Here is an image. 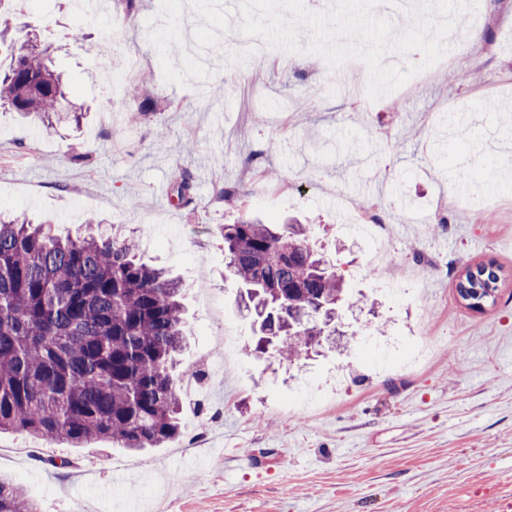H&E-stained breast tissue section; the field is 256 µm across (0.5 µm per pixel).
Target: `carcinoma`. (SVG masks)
<instances>
[{"instance_id": "cac0c4a2", "label": "carcinoma", "mask_w": 512, "mask_h": 512, "mask_svg": "<svg viewBox=\"0 0 512 512\" xmlns=\"http://www.w3.org/2000/svg\"><path fill=\"white\" fill-rule=\"evenodd\" d=\"M68 94L50 45L26 33L0 76V104L51 126ZM171 187L179 204L193 203L186 170ZM220 236L260 333L256 351L291 365L336 335L344 276L305 225L242 216ZM498 282L494 266L479 265L456 290L464 300ZM185 326L179 281L140 259L134 234L62 239L49 224L0 218V433L70 448L108 439L131 454L175 439ZM0 512L40 506L0 474Z\"/></svg>"}]
</instances>
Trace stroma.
I'll return each instance as SVG.
<instances>
[{"label":"stroma","mask_w":512,"mask_h":512,"mask_svg":"<svg viewBox=\"0 0 512 512\" xmlns=\"http://www.w3.org/2000/svg\"><path fill=\"white\" fill-rule=\"evenodd\" d=\"M225 2L135 0L129 12L102 0L86 15L72 0H0L54 46L84 109L49 130L0 106V210L49 219L60 236L90 219L134 231L145 261L182 282V365L200 383L165 447L138 459L107 440L85 448L79 461L96 473L81 501L54 465L66 445L1 434L0 472L42 512H512V111L474 109L512 104V0H483L485 23L459 22L473 52L445 71L479 79L447 92L429 77L368 112L338 90L352 74L319 56L276 51L253 69ZM148 71L140 101L113 100L112 86ZM249 161L304 187L254 185ZM179 167L193 176L186 207L156 194ZM361 179L410 279L397 297L368 277V243L336 226V190L360 212ZM225 186L233 201L218 197ZM440 191L456 202L443 225L431 211ZM242 215L307 225L359 299L342 311L343 336L310 359L250 354L255 326L218 231ZM489 262L502 268L497 299L476 311L456 284ZM228 331L237 360L217 378L199 357L222 355Z\"/></svg>","instance_id":"1"}]
</instances>
